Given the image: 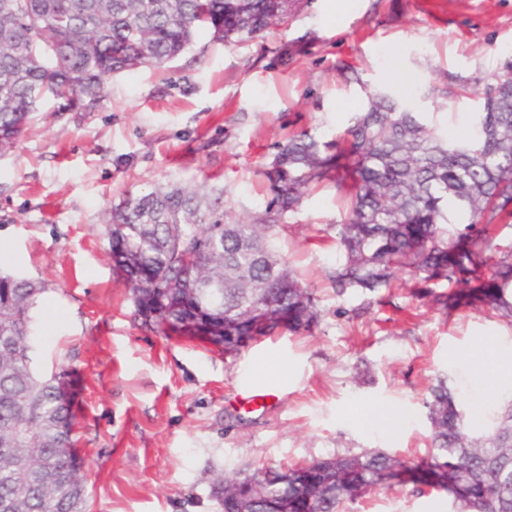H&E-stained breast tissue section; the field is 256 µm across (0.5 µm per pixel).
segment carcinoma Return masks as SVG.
I'll use <instances>...</instances> for the list:
<instances>
[{"label":"carcinoma","mask_w":512,"mask_h":512,"mask_svg":"<svg viewBox=\"0 0 512 512\" xmlns=\"http://www.w3.org/2000/svg\"><path fill=\"white\" fill-rule=\"evenodd\" d=\"M304 0H0V152L38 104L91 112L115 73L159 66L201 28L244 47L288 25ZM475 136L448 140L391 95L368 96L345 134L288 135L264 172V212L234 220L224 190L173 184L114 207L113 269L135 318L236 356L284 331L313 334L319 299L275 249L272 230L311 185L344 193L336 224L342 262L328 280L375 295L397 274L445 315L490 309L512 322V84L486 85ZM40 282L0 274V512H87L76 475L75 397L31 365ZM433 453L410 464L382 449L289 467L269 463L215 480L224 512H346L381 489L426 486L455 512H512V402L483 431L466 421L448 375L424 401Z\"/></svg>","instance_id":"1"}]
</instances>
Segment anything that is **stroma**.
I'll use <instances>...</instances> for the list:
<instances>
[{
  "label": "stroma",
  "mask_w": 512,
  "mask_h": 512,
  "mask_svg": "<svg viewBox=\"0 0 512 512\" xmlns=\"http://www.w3.org/2000/svg\"><path fill=\"white\" fill-rule=\"evenodd\" d=\"M512 56V0H306L288 27L236 47L198 30L163 68L112 76L91 112L39 105L0 155V272L45 286L34 310L32 364L79 377L74 432L91 512H223L217 476L273 461L307 464L380 448L428 453L423 405L451 375L473 430L486 400L503 404L461 359L481 340L512 347L489 311L444 315L399 273L383 304L327 274L342 193L316 185L276 229L275 244L319 298L311 335L258 341L235 357L168 340L135 321L109 257L107 214L167 183L224 188L233 216L263 212L262 172L289 133L335 139L367 96L389 90L441 136L472 135L479 96ZM360 80L346 83L344 65ZM280 398L270 411L235 400L249 383ZM371 408L397 425L365 429ZM350 512H451L446 493L382 490Z\"/></svg>",
  "instance_id": "obj_1"
}]
</instances>
